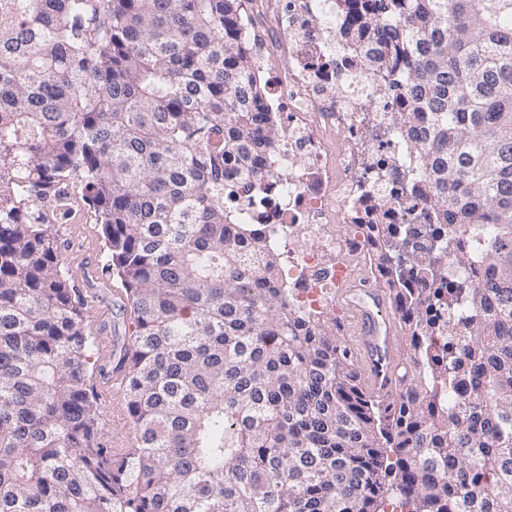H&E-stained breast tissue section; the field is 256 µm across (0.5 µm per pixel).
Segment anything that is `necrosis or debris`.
Listing matches in <instances>:
<instances>
[{"instance_id": "obj_1", "label": "necrosis or debris", "mask_w": 512, "mask_h": 512, "mask_svg": "<svg viewBox=\"0 0 512 512\" xmlns=\"http://www.w3.org/2000/svg\"><path fill=\"white\" fill-rule=\"evenodd\" d=\"M239 26L284 137L265 158L275 197L241 187L236 202L272 229L294 297L332 315L348 257L367 253L360 225L413 221L417 178L392 122L401 98L386 67H362L336 0H248Z\"/></svg>"}]
</instances>
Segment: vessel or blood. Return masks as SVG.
I'll use <instances>...</instances> for the list:
<instances>
[{
	"mask_svg": "<svg viewBox=\"0 0 512 512\" xmlns=\"http://www.w3.org/2000/svg\"><path fill=\"white\" fill-rule=\"evenodd\" d=\"M338 301L348 314V332L361 368L363 386L371 393L387 396L394 387V367L400 353L398 323L389 307L386 289L356 277L339 290ZM125 374L114 369L101 389L112 396V416L124 415L121 388Z\"/></svg>",
	"mask_w": 512,
	"mask_h": 512,
	"instance_id": "obj_1",
	"label": "vessel or blood"
}]
</instances>
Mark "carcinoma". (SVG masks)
Here are the masks:
<instances>
[{
	"label": "carcinoma",
	"instance_id": "carcinoma-1",
	"mask_svg": "<svg viewBox=\"0 0 512 512\" xmlns=\"http://www.w3.org/2000/svg\"><path fill=\"white\" fill-rule=\"evenodd\" d=\"M241 2L0 0V512H512V0H336L401 77L430 219L419 251L359 225L408 341L386 398L224 200L283 137ZM78 205L130 310L118 458L56 232Z\"/></svg>",
	"mask_w": 512,
	"mask_h": 512
}]
</instances>
